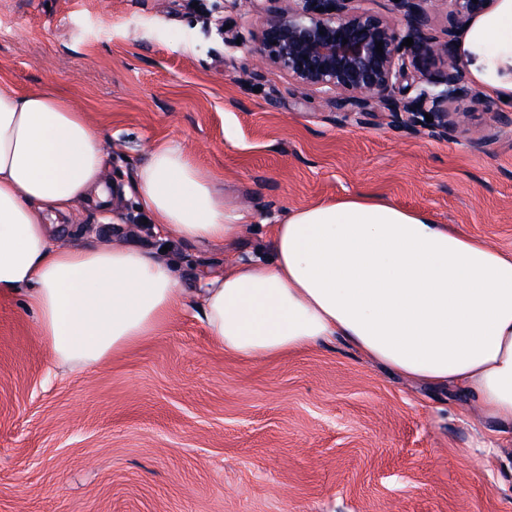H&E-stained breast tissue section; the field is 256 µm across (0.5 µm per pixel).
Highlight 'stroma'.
I'll return each mask as SVG.
<instances>
[{
	"label": "stroma",
	"mask_w": 512,
	"mask_h": 512,
	"mask_svg": "<svg viewBox=\"0 0 512 512\" xmlns=\"http://www.w3.org/2000/svg\"><path fill=\"white\" fill-rule=\"evenodd\" d=\"M261 28L228 0H0V78L53 89L103 126L110 207L74 206L70 243L165 252L182 288L265 254L288 212L370 190L512 252V134L413 135L342 122L225 45ZM179 142L253 221L231 248L166 243L129 186ZM447 388L403 382L341 342L260 362L224 354L193 306L102 364L58 368L19 296L0 298V512H512V445Z\"/></svg>",
	"instance_id": "stroma-1"
}]
</instances>
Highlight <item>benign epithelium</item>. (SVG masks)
<instances>
[{"instance_id": "obj_1", "label": "benign epithelium", "mask_w": 512, "mask_h": 512, "mask_svg": "<svg viewBox=\"0 0 512 512\" xmlns=\"http://www.w3.org/2000/svg\"><path fill=\"white\" fill-rule=\"evenodd\" d=\"M263 28L261 59L249 79L271 64L305 93L328 100L342 121L379 108L419 134L446 138L470 124L471 113L454 104L475 99L457 52L456 31L488 11L496 0H389L385 14L360 0H231ZM447 26L432 35L434 21ZM413 39L410 47L405 39ZM382 45L383 54L376 52ZM433 117L426 121L425 115ZM512 132V113L497 111L490 123L470 128L488 142Z\"/></svg>"}]
</instances>
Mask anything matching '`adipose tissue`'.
Returning <instances> with one entry per match:
<instances>
[{
	"instance_id": "1",
	"label": "adipose tissue",
	"mask_w": 512,
	"mask_h": 512,
	"mask_svg": "<svg viewBox=\"0 0 512 512\" xmlns=\"http://www.w3.org/2000/svg\"><path fill=\"white\" fill-rule=\"evenodd\" d=\"M473 76L512 102V0L467 29ZM103 135L49 89L0 82V297L22 295L58 365L85 370L155 336L182 304L172 263L132 245L61 244L53 219L107 202ZM176 142L131 189L167 238L231 245V208ZM194 302L215 345L247 361L332 340L400 376L447 386L512 441V254L372 193L291 211L269 252L206 273Z\"/></svg>"
}]
</instances>
